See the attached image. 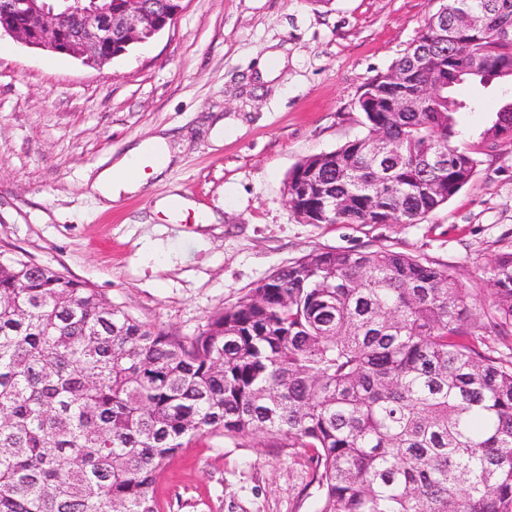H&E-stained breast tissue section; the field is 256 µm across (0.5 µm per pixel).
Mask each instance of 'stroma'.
<instances>
[{"label":"stroma","mask_w":512,"mask_h":512,"mask_svg":"<svg viewBox=\"0 0 512 512\" xmlns=\"http://www.w3.org/2000/svg\"><path fill=\"white\" fill-rule=\"evenodd\" d=\"M152 41L98 69L0 39V256L58 270L150 326L190 336L274 270L324 249L388 248L447 269L493 302L489 271L512 251V142L484 150L469 183L416 224H307L285 184L302 159L368 129L358 98L418 39L439 0H184ZM280 76L259 78L269 51ZM473 147L512 89L462 84ZM165 133L171 162L101 208L87 186L135 143ZM192 201L186 217L157 200ZM219 214L199 224L196 214ZM300 449L207 436L156 484L162 512H318Z\"/></svg>","instance_id":"35a3bbf8"}]
</instances>
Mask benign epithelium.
<instances>
[{
	"instance_id": "obj_1",
	"label": "benign epithelium",
	"mask_w": 512,
	"mask_h": 512,
	"mask_svg": "<svg viewBox=\"0 0 512 512\" xmlns=\"http://www.w3.org/2000/svg\"><path fill=\"white\" fill-rule=\"evenodd\" d=\"M172 8L154 22L146 0H122L119 12L99 0H0V37L102 68L132 44H144L174 22Z\"/></svg>"
}]
</instances>
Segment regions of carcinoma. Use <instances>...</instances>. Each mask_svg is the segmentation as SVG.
Here are the masks:
<instances>
[{
	"label": "carcinoma",
	"mask_w": 512,
	"mask_h": 512,
	"mask_svg": "<svg viewBox=\"0 0 512 512\" xmlns=\"http://www.w3.org/2000/svg\"><path fill=\"white\" fill-rule=\"evenodd\" d=\"M473 10L481 25L434 29ZM512 82V0H441L358 99L368 133L308 156L285 184L307 224H416L478 159L452 95ZM421 84L441 93L395 106ZM378 132L396 153L373 161ZM512 140V101L483 147ZM448 154V164L430 159ZM491 308L447 270L391 249L312 252L193 336L150 327L85 283L0 258V512H161L160 472L198 437L302 448L319 512H512V252Z\"/></svg>",
	"instance_id": "obj_1"
}]
</instances>
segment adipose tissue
Wrapping results in <instances>:
<instances>
[{"mask_svg": "<svg viewBox=\"0 0 512 512\" xmlns=\"http://www.w3.org/2000/svg\"><path fill=\"white\" fill-rule=\"evenodd\" d=\"M170 161L166 137H152L126 150L100 174L94 189L105 199L115 200L120 193L139 190L147 175L162 174Z\"/></svg>", "mask_w": 512, "mask_h": 512, "instance_id": "1", "label": "adipose tissue"}]
</instances>
